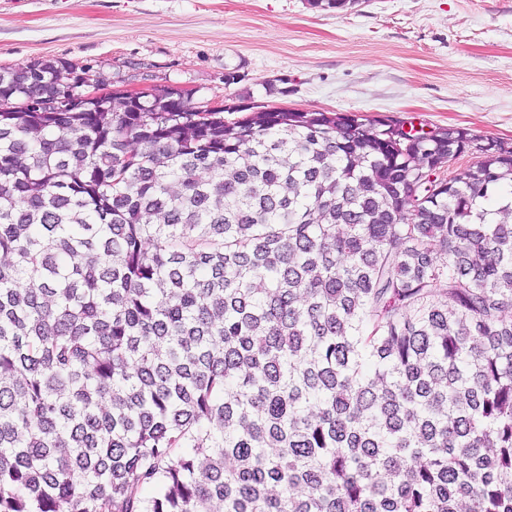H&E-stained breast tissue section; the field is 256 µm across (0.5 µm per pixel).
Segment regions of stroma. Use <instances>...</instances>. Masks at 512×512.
<instances>
[{
  "label": "stroma",
  "mask_w": 512,
  "mask_h": 512,
  "mask_svg": "<svg viewBox=\"0 0 512 512\" xmlns=\"http://www.w3.org/2000/svg\"><path fill=\"white\" fill-rule=\"evenodd\" d=\"M53 57L110 87L456 126L512 142V0H0V65ZM237 70L228 86L224 72Z\"/></svg>",
  "instance_id": "stroma-1"
}]
</instances>
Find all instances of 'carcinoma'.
I'll return each instance as SVG.
<instances>
[{"mask_svg":"<svg viewBox=\"0 0 512 512\" xmlns=\"http://www.w3.org/2000/svg\"><path fill=\"white\" fill-rule=\"evenodd\" d=\"M76 67H0V512H512V143Z\"/></svg>","mask_w":512,"mask_h":512,"instance_id":"cac0c4a2","label":"carcinoma"}]
</instances>
